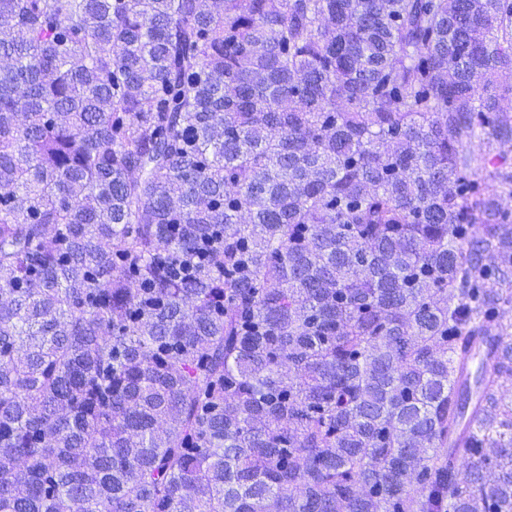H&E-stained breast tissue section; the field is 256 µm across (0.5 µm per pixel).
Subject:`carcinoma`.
I'll list each match as a JSON object with an SVG mask.
<instances>
[{"label": "carcinoma", "mask_w": 512, "mask_h": 512, "mask_svg": "<svg viewBox=\"0 0 512 512\" xmlns=\"http://www.w3.org/2000/svg\"><path fill=\"white\" fill-rule=\"evenodd\" d=\"M0 59V512H512V0H0Z\"/></svg>", "instance_id": "cac0c4a2"}]
</instances>
